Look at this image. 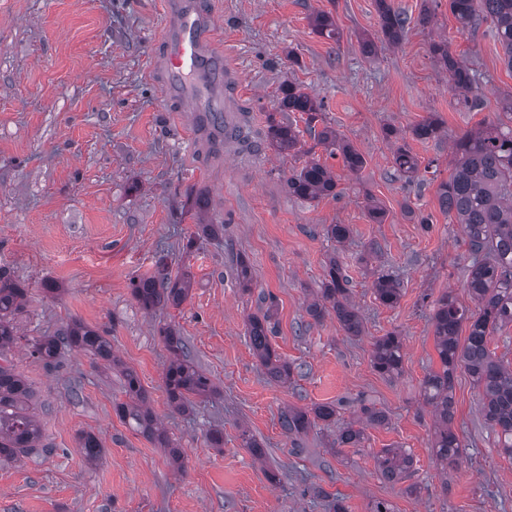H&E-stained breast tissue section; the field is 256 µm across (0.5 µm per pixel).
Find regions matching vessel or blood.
I'll return each mask as SVG.
<instances>
[{
  "label": "vessel or blood",
  "mask_w": 512,
  "mask_h": 512,
  "mask_svg": "<svg viewBox=\"0 0 512 512\" xmlns=\"http://www.w3.org/2000/svg\"><path fill=\"white\" fill-rule=\"evenodd\" d=\"M212 25L206 0H168L163 90L168 99L190 105L194 126L213 144L229 145L237 141L240 124L227 109L229 87L222 82Z\"/></svg>",
  "instance_id": "b4317fda"
}]
</instances>
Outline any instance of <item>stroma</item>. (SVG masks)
<instances>
[{
    "instance_id": "35a3bbf8",
    "label": "stroma",
    "mask_w": 512,
    "mask_h": 512,
    "mask_svg": "<svg viewBox=\"0 0 512 512\" xmlns=\"http://www.w3.org/2000/svg\"><path fill=\"white\" fill-rule=\"evenodd\" d=\"M214 44L234 81L231 99L246 115L248 146L210 148L178 105L167 101L163 72L164 0H0V270L28 290L10 352L35 392L47 452L0 460V512H329L343 498L348 512H512V457L484 419L479 391L465 369L454 375L452 429L463 451L456 466L437 465L430 448L435 416L422 398L425 377L439 370L433 302L452 292L476 308L465 287L470 259L461 225L440 208L437 188L454 170V142L484 121L503 118L512 100V70L489 24L459 30L448 0H391L410 19L399 45L383 40L377 0H210ZM331 13L339 40L316 34L312 14ZM429 23H421L422 13ZM376 40L365 57L363 37ZM447 41L477 80L481 103L467 110L432 54ZM306 88L322 104L316 128L331 127L364 157L350 172L306 130L305 116L278 111L282 84ZM439 138L413 140L419 177L395 172L392 128L409 133L429 116ZM289 121L300 149L277 153L270 120ZM317 160L336 176L337 194L307 201L285 178ZM210 199L193 209L196 192ZM385 213L371 221L370 204ZM432 218L422 228L418 215ZM224 225L217 243L195 237L204 222ZM330 224L349 225L348 241L327 238ZM376 244L379 260L402 283L396 306L376 300L359 257ZM246 258L252 291L236 278ZM337 258L362 322L347 335L335 315L306 313ZM166 260L171 274L190 271L193 288L178 307L143 310L131 281ZM55 281L57 293L43 290ZM278 303L271 342L293 369L288 384L270 380L254 356L247 320L259 291ZM80 321L107 330L124 367L139 376L149 406L185 467L116 415L123 377L84 352L46 368L31 352L34 337ZM184 337L194 364L218 388L186 413L166 401L169 354L163 328ZM402 339L403 372L394 379L371 363L374 342ZM384 411L387 425L365 426L361 447H336L338 431L356 420L357 399ZM339 407L291 438L286 407ZM224 433L212 447L211 430ZM94 433L105 454L86 461L80 432ZM264 449L256 457L241 435ZM397 445L414 459L410 482H388L376 454ZM416 483L417 494L406 491Z\"/></svg>"
}]
</instances>
